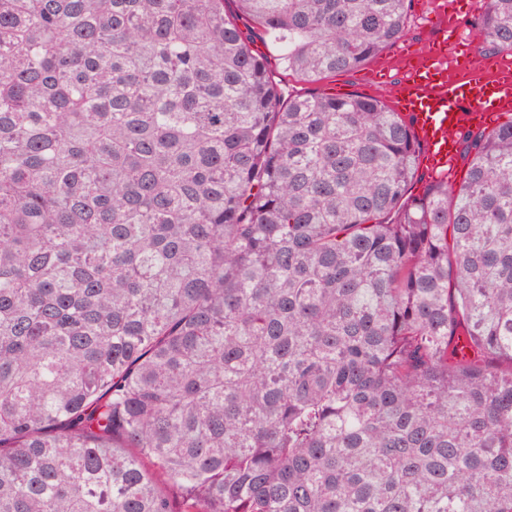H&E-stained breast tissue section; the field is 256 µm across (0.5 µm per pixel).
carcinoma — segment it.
Listing matches in <instances>:
<instances>
[{"instance_id":"1","label":"carcinoma","mask_w":512,"mask_h":512,"mask_svg":"<svg viewBox=\"0 0 512 512\" xmlns=\"http://www.w3.org/2000/svg\"><path fill=\"white\" fill-rule=\"evenodd\" d=\"M224 2L0 0V512H512V121L413 196ZM234 2L316 82L412 0Z\"/></svg>"}]
</instances>
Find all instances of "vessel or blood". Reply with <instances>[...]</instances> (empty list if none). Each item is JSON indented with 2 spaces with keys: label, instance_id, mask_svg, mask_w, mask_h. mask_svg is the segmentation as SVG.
<instances>
[{
  "label": "vessel or blood",
  "instance_id": "vessel-or-blood-1",
  "mask_svg": "<svg viewBox=\"0 0 512 512\" xmlns=\"http://www.w3.org/2000/svg\"><path fill=\"white\" fill-rule=\"evenodd\" d=\"M457 21H450L417 63L405 67L389 95L411 122L423 147L421 163L431 177L455 179L461 135L469 129H495L512 119V80L497 78L478 54L443 65L444 56L462 44Z\"/></svg>",
  "mask_w": 512,
  "mask_h": 512
}]
</instances>
